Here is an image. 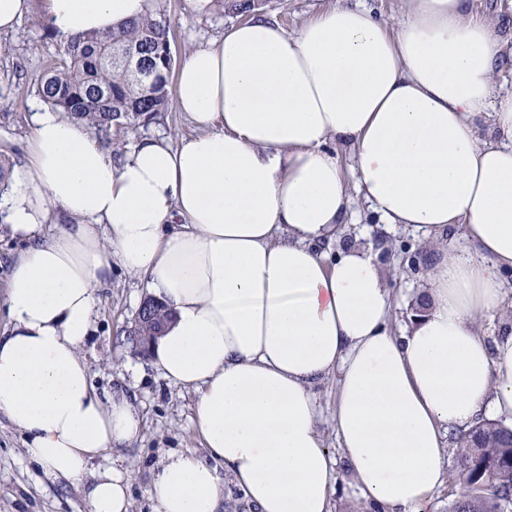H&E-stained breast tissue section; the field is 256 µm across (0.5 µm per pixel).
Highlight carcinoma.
Instances as JSON below:
<instances>
[{
    "label": "carcinoma",
    "instance_id": "carcinoma-1",
    "mask_svg": "<svg viewBox=\"0 0 512 512\" xmlns=\"http://www.w3.org/2000/svg\"><path fill=\"white\" fill-rule=\"evenodd\" d=\"M60 66L37 86L38 96L97 134L129 128L168 110L175 59L163 10L147 9L138 20L106 34H79L57 44ZM156 305L144 335L164 327ZM455 477L461 490L448 512H507L512 508V428L483 422L455 436ZM242 492L224 484V509L243 505Z\"/></svg>",
    "mask_w": 512,
    "mask_h": 512
}]
</instances>
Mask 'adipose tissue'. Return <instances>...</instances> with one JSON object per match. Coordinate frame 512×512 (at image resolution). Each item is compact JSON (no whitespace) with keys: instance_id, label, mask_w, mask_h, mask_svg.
<instances>
[{"instance_id":"1","label":"adipose tissue","mask_w":512,"mask_h":512,"mask_svg":"<svg viewBox=\"0 0 512 512\" xmlns=\"http://www.w3.org/2000/svg\"><path fill=\"white\" fill-rule=\"evenodd\" d=\"M146 8L45 0L44 19L67 39ZM511 45L473 0H402L391 21L334 0L297 32L257 15L187 57L174 101L195 132L179 142L140 140L116 164L85 124L39 107L0 197L26 242L5 295L0 413L30 459L74 483L141 433L126 392L100 397L81 354L117 264L172 313L150 353L195 392L208 452L162 461L158 512H220L228 478L251 512H332L344 475L378 512H422L447 479L450 431L512 420V325L490 340L477 328L502 314L512 271V91L496 85ZM355 194L429 235L427 286L399 335L371 250L321 248ZM458 225L468 249L448 244ZM331 375L341 471L313 392ZM88 501L128 512V473L100 474Z\"/></svg>"}]
</instances>
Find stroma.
I'll list each match as a JSON object with an SVG mask.
<instances>
[{
  "mask_svg": "<svg viewBox=\"0 0 512 512\" xmlns=\"http://www.w3.org/2000/svg\"><path fill=\"white\" fill-rule=\"evenodd\" d=\"M331 2L262 0L260 10L277 19L287 31L295 32ZM164 8L172 52L179 63L239 20L238 15L218 7L208 15H195L189 0H164ZM41 17V9H33L15 31L0 34V153L9 155L18 167L29 159L32 114L40 103L35 88L47 71L59 64L55 42L42 40V32L36 26ZM192 131L186 115L172 107L135 127L112 130L101 145L117 163L141 139L154 137L175 142ZM352 244L371 247L393 294L390 328L393 333H401L410 321L414 299L427 286L425 273L412 267L413 262L425 256L424 236L383 224L356 196L339 235L328 248L337 251ZM147 296L143 280L113 268L109 282L94 292L95 321L81 350L101 396L121 388L133 397L143 418L140 437L130 447L102 452L91 461L82 481L62 487L45 477L28 458L23 434L0 415V512H89L87 492L95 477L114 467L131 475L130 512H156L149 488L157 463L172 452L203 453L193 425L194 393L166 380L126 341V332ZM314 393L319 430L331 457L340 459L334 421L335 378L317 384Z\"/></svg>",
  "mask_w": 512,
  "mask_h": 512,
  "instance_id": "stroma-1",
  "label": "stroma"
}]
</instances>
